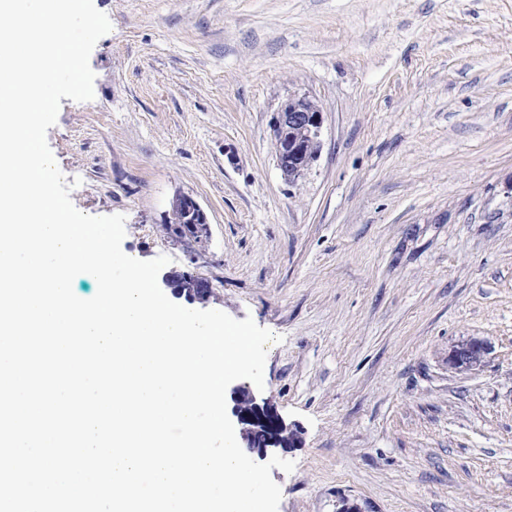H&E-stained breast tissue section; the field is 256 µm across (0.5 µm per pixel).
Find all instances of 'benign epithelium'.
Segmentation results:
<instances>
[{"label":"benign epithelium","mask_w":512,"mask_h":512,"mask_svg":"<svg viewBox=\"0 0 512 512\" xmlns=\"http://www.w3.org/2000/svg\"><path fill=\"white\" fill-rule=\"evenodd\" d=\"M322 127V110L313 106L309 96L292 95L280 105L273 120L274 132H298L296 139L284 142V148L276 156L277 166L288 182L293 183L304 174L305 169L298 158L309 144L321 145ZM172 210L183 212L192 224H208L204 210L190 195L177 196L172 202ZM181 275L195 284L194 298L204 301L210 298L211 286L206 280L190 270L182 271ZM489 351L490 346L485 340H464L449 354L448 368L456 373L477 371L484 365ZM230 396L240 437L249 451L264 458L271 448L300 446V436L293 426L285 423L270 403L259 399L251 388L236 385Z\"/></svg>","instance_id":"1"}]
</instances>
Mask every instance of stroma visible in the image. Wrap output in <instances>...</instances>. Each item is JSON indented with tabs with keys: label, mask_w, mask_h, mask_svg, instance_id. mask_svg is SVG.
<instances>
[{
	"label": "stroma",
	"mask_w": 512,
	"mask_h": 512,
	"mask_svg": "<svg viewBox=\"0 0 512 512\" xmlns=\"http://www.w3.org/2000/svg\"><path fill=\"white\" fill-rule=\"evenodd\" d=\"M88 102L47 142L123 251L273 332L264 388L302 437L278 512H512V0H93ZM323 110L286 181L273 118ZM193 196L202 242L168 234ZM489 342L454 373L459 342ZM180 275H183L184 277H186L187 279H191V280H186V279H177L175 281L176 283V286L178 287L177 289H179L180 291H182L185 296H189L191 291H193V288H194V285L193 283L195 284V288H194V299H202L203 301H206V300H209L210 296H211V286L210 284L198 277L194 272L190 271V270H184V271H181V272H176ZM489 351L490 346L485 340H464L449 354L448 368L456 373L477 371L484 365Z\"/></svg>",
	"instance_id": "35a3bbf8"
}]
</instances>
